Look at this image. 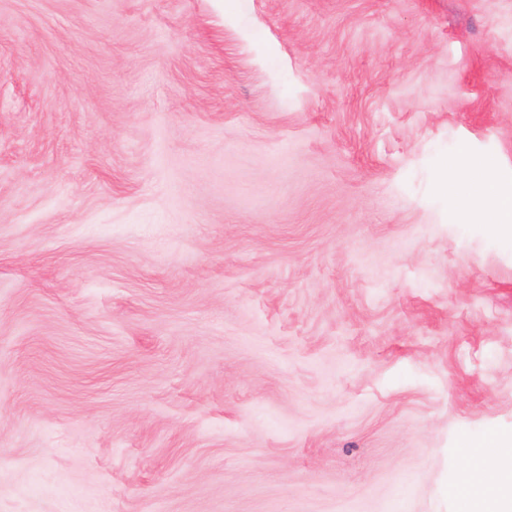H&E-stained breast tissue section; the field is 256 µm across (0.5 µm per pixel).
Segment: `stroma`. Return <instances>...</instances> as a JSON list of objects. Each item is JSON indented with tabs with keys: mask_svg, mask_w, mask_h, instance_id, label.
I'll return each instance as SVG.
<instances>
[{
	"mask_svg": "<svg viewBox=\"0 0 512 512\" xmlns=\"http://www.w3.org/2000/svg\"><path fill=\"white\" fill-rule=\"evenodd\" d=\"M512 0H0V512H465L512 440Z\"/></svg>",
	"mask_w": 512,
	"mask_h": 512,
	"instance_id": "stroma-1",
	"label": "stroma"
}]
</instances>
